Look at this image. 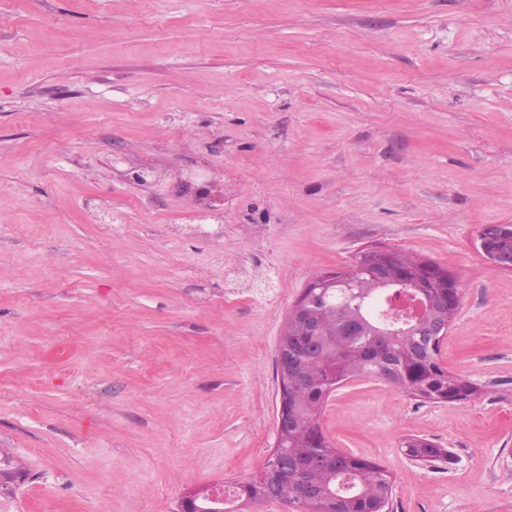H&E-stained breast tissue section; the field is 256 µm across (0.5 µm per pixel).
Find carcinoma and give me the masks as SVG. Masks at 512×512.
Segmentation results:
<instances>
[{"mask_svg":"<svg viewBox=\"0 0 512 512\" xmlns=\"http://www.w3.org/2000/svg\"><path fill=\"white\" fill-rule=\"evenodd\" d=\"M388 260L395 281L420 287L434 303L435 314L453 322L459 308V289L448 270L402 251H392ZM341 276L354 287L366 289L370 297L357 308L341 287L317 305L320 352L298 355L299 374L288 378L285 389V445L277 457L267 461L272 480L279 485L278 501L297 508V512H303L296 499L300 490L318 497L315 508L323 512H385L392 499V482L383 468L335 448L321 430V409L337 385L356 378L377 379L390 369V385L423 403L461 402L480 391L477 384L441 363L439 344H434L428 356L419 355L425 339L422 326L391 321L392 305L386 302V293L374 290L357 274L346 271ZM360 313L372 326L362 332L349 330V319ZM380 322L395 335H377ZM284 339L304 345L310 336L300 323L289 322ZM239 488L241 498L263 500L259 481L244 482Z\"/></svg>","mask_w":512,"mask_h":512,"instance_id":"1","label":"carcinoma"}]
</instances>
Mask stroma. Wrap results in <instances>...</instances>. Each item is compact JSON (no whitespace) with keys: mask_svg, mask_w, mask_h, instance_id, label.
Masks as SVG:
<instances>
[{"mask_svg":"<svg viewBox=\"0 0 512 512\" xmlns=\"http://www.w3.org/2000/svg\"><path fill=\"white\" fill-rule=\"evenodd\" d=\"M488 224H512V0H0L15 512H176L258 478L289 310L373 246L457 275L440 360L482 391L354 379L322 431L386 471L393 512H512V271ZM506 232L512 233V224H493L483 227L480 233V245L481 248L488 258V260L494 264V268L512 271V252H501L494 251L489 255L486 254L484 243L490 238L491 235L501 236ZM496 265V266H495ZM498 266V267H497ZM500 267V268H499Z\"/></svg>","mask_w":512,"mask_h":512,"instance_id":"1","label":"stroma"}]
</instances>
